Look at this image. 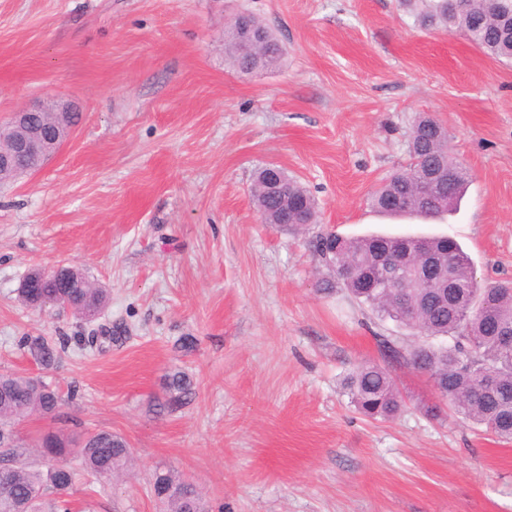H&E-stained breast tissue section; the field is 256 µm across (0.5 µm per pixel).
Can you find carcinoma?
Returning <instances> with one entry per match:
<instances>
[{"mask_svg": "<svg viewBox=\"0 0 512 512\" xmlns=\"http://www.w3.org/2000/svg\"><path fill=\"white\" fill-rule=\"evenodd\" d=\"M399 6L425 32L462 33L489 57L512 59V0H467L463 11L448 10V0H398ZM246 24L264 31L267 44L251 46L235 41L225 32L226 53L232 65L243 73L276 67L285 54L278 41L254 16L245 14ZM408 164L384 180L371 194V208L393 217L435 218L456 210L469 184L470 173L452 156L446 129L432 116L418 114L411 125L407 143ZM456 171L448 180V168ZM258 169L251 185L257 211L270 224H279L283 212L299 226L316 223L315 200L297 179L283 173L282 193L273 197L262 182ZM432 177L431 192L423 194L418 180ZM408 245L422 258L441 262L436 283L413 275L401 288H370L383 267V252ZM320 262L336 278L323 282L330 291L340 284L359 304L366 306L381 322L421 339L409 345L405 337L391 332L375 335L383 363L365 362L347 378L351 403L372 419H393L404 408L391 367L410 365L426 374L435 389L438 404L427 408L431 414L448 408L484 428L499 440H512V351L497 344V329L512 324V281L484 288L477 280L473 263L454 239L446 236H388L369 234L346 237L321 233L313 240ZM457 287H448V274ZM77 281V271L61 267V276L20 289L21 302L42 309L57 298L61 307L86 317L95 315L105 302V291L92 284L84 288L67 286L66 275ZM21 344L45 367L53 366L56 350L39 336H25ZM167 398L160 412L188 403L193 382L182 370L165 376ZM57 390L17 373H0V512H69L66 496L73 481V465L91 476H110L128 467L131 453L127 441L109 431L76 439L48 431L37 444V462L28 461L29 449L17 436L15 424L36 412L44 418L57 417L61 406ZM160 512H205L195 485L169 468H156L150 480ZM55 495L45 507L46 492Z\"/></svg>", "mask_w": 512, "mask_h": 512, "instance_id": "carcinoma-1", "label": "carcinoma"}]
</instances>
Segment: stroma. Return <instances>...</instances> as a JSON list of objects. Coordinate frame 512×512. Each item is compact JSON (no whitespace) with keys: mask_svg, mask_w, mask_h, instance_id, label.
Wrapping results in <instances>:
<instances>
[{"mask_svg":"<svg viewBox=\"0 0 512 512\" xmlns=\"http://www.w3.org/2000/svg\"><path fill=\"white\" fill-rule=\"evenodd\" d=\"M248 12L281 41L279 67L225 58L228 19ZM55 98L80 115L43 169L0 185V372L56 389V419L16 427L107 430L130 474L77 475L72 512H157L159 466L189 477L209 512H512V442L427 415L426 375L392 371L406 406L356 412L343 388L380 361L369 311L310 245L320 232L444 235L481 284L512 278V62L462 35L426 33L397 0H0V123ZM418 113L448 131L471 173L433 221L375 215L370 192L408 162ZM274 163L314 195L308 228L261 223L250 186ZM69 266L106 291L85 347L77 315L17 291ZM64 342L54 368L21 347ZM191 402L159 415L164 375Z\"/></svg>","mask_w":512,"mask_h":512,"instance_id":"35a3bbf8","label":"stroma"}]
</instances>
